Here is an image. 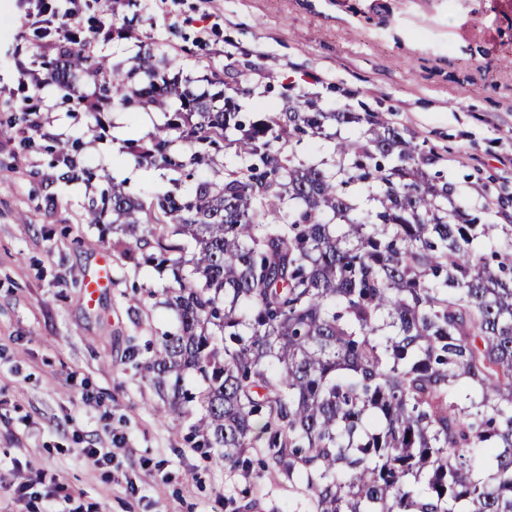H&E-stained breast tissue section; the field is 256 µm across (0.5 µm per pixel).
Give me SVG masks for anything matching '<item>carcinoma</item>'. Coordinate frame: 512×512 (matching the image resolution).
<instances>
[{
  "label": "carcinoma",
  "instance_id": "1",
  "mask_svg": "<svg viewBox=\"0 0 512 512\" xmlns=\"http://www.w3.org/2000/svg\"><path fill=\"white\" fill-rule=\"evenodd\" d=\"M43 86L76 96L74 73L105 103L159 109L158 133L123 153L180 173L220 140L239 164L220 183L181 181L133 201L122 184L84 204L133 228L128 258L176 269L179 315L141 369L171 408L190 416L195 448L224 464L297 478L313 512H512V224L448 213V184L429 181L416 146L381 118L288 101L243 129L231 100L217 107L161 74L147 52L127 72L65 36ZM366 123L329 161L287 155L325 124ZM191 151L169 153L170 133ZM375 189L377 222L351 216V192ZM332 214L336 223L323 222ZM194 242L187 247L173 237ZM193 372L198 393L181 385Z\"/></svg>",
  "mask_w": 512,
  "mask_h": 512
}]
</instances>
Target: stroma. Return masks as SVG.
Here are the masks:
<instances>
[{"label":"stroma","instance_id":"1","mask_svg":"<svg viewBox=\"0 0 512 512\" xmlns=\"http://www.w3.org/2000/svg\"><path fill=\"white\" fill-rule=\"evenodd\" d=\"M80 35L106 23L122 38L95 42L111 67L144 50L167 56L169 80L241 112H279L305 95L326 112H372L433 160L454 192L449 207L500 224L512 214V0H78ZM16 0H0V512H22L18 482L39 498L56 484L102 512H313L305 485L280 472L225 467L192 447L191 418L159 415L163 401L140 361L154 357L177 314L171 267L138 265L112 227L81 207L106 181L147 199L167 187L163 167L121 152L155 132L159 111L121 105L98 132L75 102L47 92L19 121L59 34L20 28ZM80 139L63 179L49 145ZM112 284L88 303L82 275L100 254ZM125 438L111 468L81 448Z\"/></svg>","mask_w":512,"mask_h":512}]
</instances>
